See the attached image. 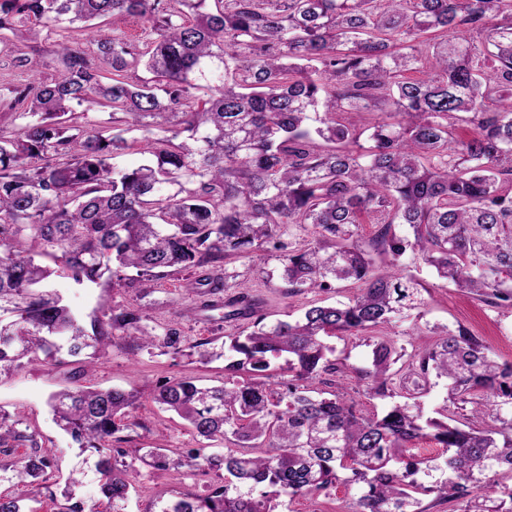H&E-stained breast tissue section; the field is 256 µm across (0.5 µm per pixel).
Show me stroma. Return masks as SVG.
I'll list each match as a JSON object with an SVG mask.
<instances>
[{"label":"stroma","mask_w":512,"mask_h":512,"mask_svg":"<svg viewBox=\"0 0 512 512\" xmlns=\"http://www.w3.org/2000/svg\"><path fill=\"white\" fill-rule=\"evenodd\" d=\"M278 266L275 256L264 252L253 262L236 265L238 271L247 273L248 291L271 321L293 319L311 301L333 304L358 292L356 284L346 282L329 292L290 294L276 275ZM400 266L420 278L427 293L419 316L379 331L381 337L394 341L401 350L396 370H403L413 354L409 330H420L423 338L430 339L436 331L460 325L467 327L489 347L499 361L512 362V306H488L458 291L422 266L414 254H407ZM203 275L200 269L165 275L159 277L147 293L134 286L114 287L105 282L81 288L62 277L56 278L55 286L84 323L99 317L104 306L138 304L148 314V327L159 329L177 321L189 340L195 342L220 338L232 329L231 323L224 320L223 293L209 296L190 288V281ZM332 344L341 371L324 376L323 390L352 397L367 411H382L387 402L364 398L357 385L355 371L367 365L371 352L366 337H336ZM176 376L194 378L198 384L208 387L222 385L228 380L223 360L202 364L185 357L174 359L157 347L133 356L126 349L124 340L119 339L105 357L88 369L73 362L61 367L33 363L12 376L0 378V408L19 416L23 427L35 435L42 453L51 458L54 475L64 479L80 467L83 456L77 444L54 423L47 406L51 393L78 385L138 391L142 398L135 416L146 429L136 438V445L143 448L160 445L180 450L195 447L196 437L192 429L175 415L161 410L149 396L157 384ZM213 480L210 474L190 473L176 480L136 465V491L128 500L125 512H154L157 498L185 491L202 494ZM355 497V488L340 483L326 495L281 500L277 512H351Z\"/></svg>","instance_id":"35a3bbf8"}]
</instances>
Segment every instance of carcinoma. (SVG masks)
Instances as JSON below:
<instances>
[{"instance_id":"1","label":"carcinoma","mask_w":512,"mask_h":512,"mask_svg":"<svg viewBox=\"0 0 512 512\" xmlns=\"http://www.w3.org/2000/svg\"><path fill=\"white\" fill-rule=\"evenodd\" d=\"M134 16L132 42L101 23ZM68 21L95 29L97 57L57 40L62 73L39 78L15 54L20 40ZM0 54L27 83L0 85V376L42 361L99 358L115 337L131 352L224 358L246 373L232 387L190 377L151 397L186 420L198 447L137 448L139 396L77 386L50 395L54 423L94 457L105 507L69 491L57 512H124L140 461L154 472L221 473L208 494L178 493L156 512H275L278 499L355 485L351 512H415L420 497L449 512L489 509L477 492L512 503V414L477 430L418 403L432 379L452 403L512 408V363H499L466 328L418 348L412 392L382 413L314 387L338 371L329 339L374 332L420 309L425 287L381 267L411 251L437 277L491 305L512 306V0H0ZM112 71L104 75L96 59ZM144 66L150 78L136 77ZM112 107V131L75 122L73 106ZM472 134L451 141L453 122ZM136 130L132 140L123 133ZM370 132L371 145L361 137ZM138 155L119 165L115 159ZM378 226L375 249L358 238ZM310 224L316 239L292 246ZM275 254L288 292L360 284L346 302L314 303L293 320L264 322L229 260ZM83 287L106 280L153 287L168 268L209 266L193 288L224 289V321L250 320L220 352L190 343L180 323L148 330L140 305H112L86 328L52 288L56 270ZM400 359L387 339L357 370L369 399L389 396ZM18 420L0 411V484L52 490L51 462ZM420 439L441 452L415 451ZM224 444L214 453L212 444ZM260 491L254 496V491ZM0 512H37L0 491Z\"/></svg>"}]
</instances>
